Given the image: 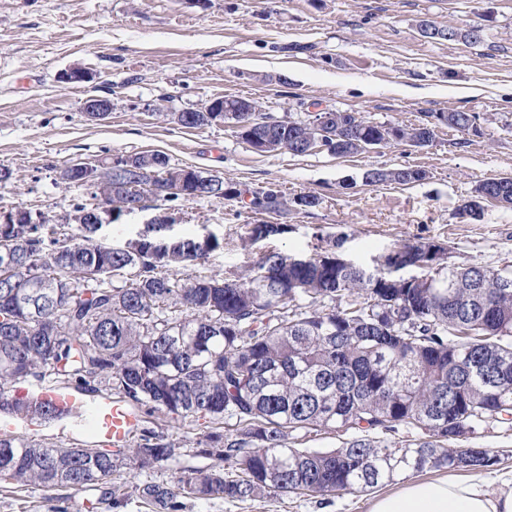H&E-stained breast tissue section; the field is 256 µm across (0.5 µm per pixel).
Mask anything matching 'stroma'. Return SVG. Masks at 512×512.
Listing matches in <instances>:
<instances>
[{
    "instance_id": "1",
    "label": "stroma",
    "mask_w": 512,
    "mask_h": 512,
    "mask_svg": "<svg viewBox=\"0 0 512 512\" xmlns=\"http://www.w3.org/2000/svg\"><path fill=\"white\" fill-rule=\"evenodd\" d=\"M468 28L470 43L422 37L418 20ZM89 78L68 83L71 67ZM112 101L111 114L89 120L90 96ZM256 101L274 118L307 119L312 103L357 112L377 123L416 124L435 112H470L480 135L441 127L433 144L391 143L352 156L325 152L261 153L231 122L186 128L176 113L218 97ZM159 153L170 166L220 175L240 198L149 199L97 233L121 246L167 214L176 238L213 234L205 262L216 274H245L271 251L311 257L332 249L374 268L395 247L435 241L451 262L490 270L512 265V208L485 204L479 218L460 212L478 181L512 175V0H0V209L22 208L76 233L77 206L96 193L65 183L73 163ZM427 171L412 185H371L374 168ZM276 186L288 196L314 194L316 208L282 217L250 209L249 193ZM276 224L258 240L251 230ZM142 426L170 443L174 456L146 469L114 472L112 497L64 494L41 486L0 487V512H162L144 500L146 484L169 486L176 472L214 466L199 452L203 421L143 415ZM15 435L47 445L96 447L74 419ZM500 462L479 472L485 489L512 481V425L494 424L478 438ZM373 494H283L248 501L182 499L180 512H368Z\"/></svg>"
}]
</instances>
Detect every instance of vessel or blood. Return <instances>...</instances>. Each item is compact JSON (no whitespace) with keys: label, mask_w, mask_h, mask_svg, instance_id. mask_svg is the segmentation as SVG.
<instances>
[{"label":"vessel or blood","mask_w":512,"mask_h":512,"mask_svg":"<svg viewBox=\"0 0 512 512\" xmlns=\"http://www.w3.org/2000/svg\"><path fill=\"white\" fill-rule=\"evenodd\" d=\"M37 390L42 400L80 417L82 424L105 443L122 445L139 423V418L133 411L106 396L90 406L78 390L53 384L44 385Z\"/></svg>","instance_id":"obj_1"}]
</instances>
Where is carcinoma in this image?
<instances>
[{
  "mask_svg": "<svg viewBox=\"0 0 512 512\" xmlns=\"http://www.w3.org/2000/svg\"><path fill=\"white\" fill-rule=\"evenodd\" d=\"M466 134L470 112L433 114ZM429 122L393 123V143L419 146ZM347 141L338 152L363 151L382 124L355 112L336 113ZM308 123L287 120L262 152L305 154ZM154 175L127 190L136 201L198 197L192 167L172 168L158 153L137 154ZM413 167L376 168L370 184L425 180ZM239 190L216 177L213 198ZM512 204V176L478 182L472 198ZM319 204L275 188L253 192L251 209L279 216ZM137 239L113 248L83 224L56 236L32 224L0 238L15 266L0 271V411L44 421L64 414L8 390L29 378L65 380L84 390L108 383L117 394L161 411L219 424L202 453L224 468L183 469L170 488L146 485L143 496L175 512L178 498L253 500L265 495L340 496L376 489L408 472L491 470L487 448L460 445L512 417V270L495 274L478 264L443 269L408 282L386 267L368 277L336 264L332 253L295 264L279 251L234 278L199 271L205 250L187 243L160 252ZM333 431L348 435L338 448H294L289 437ZM0 483L73 491L96 490L123 462L149 468L173 456L155 431L110 460L95 448L46 445L0 436Z\"/></svg>",
  "mask_w": 512,
  "mask_h": 512,
  "instance_id": "obj_1",
  "label": "carcinoma"
}]
</instances>
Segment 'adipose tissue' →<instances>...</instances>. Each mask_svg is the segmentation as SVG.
I'll return each instance as SVG.
<instances>
[{"label": "adipose tissue", "mask_w": 512, "mask_h": 512, "mask_svg": "<svg viewBox=\"0 0 512 512\" xmlns=\"http://www.w3.org/2000/svg\"><path fill=\"white\" fill-rule=\"evenodd\" d=\"M369 512H512V491L488 492L476 482H409L375 498Z\"/></svg>", "instance_id": "obj_1"}]
</instances>
